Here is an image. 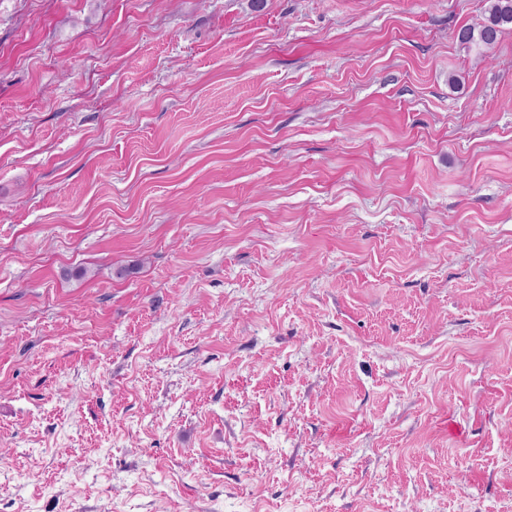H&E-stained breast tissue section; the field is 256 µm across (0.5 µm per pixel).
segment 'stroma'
Listing matches in <instances>:
<instances>
[{"label":"stroma","mask_w":512,"mask_h":512,"mask_svg":"<svg viewBox=\"0 0 512 512\" xmlns=\"http://www.w3.org/2000/svg\"><path fill=\"white\" fill-rule=\"evenodd\" d=\"M485 6L0 0V512H512Z\"/></svg>","instance_id":"35a3bbf8"}]
</instances>
